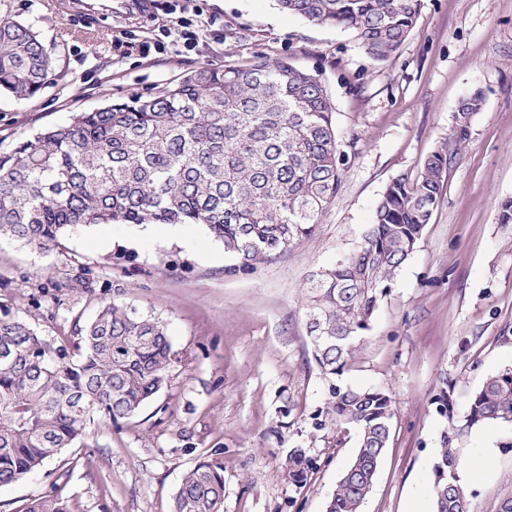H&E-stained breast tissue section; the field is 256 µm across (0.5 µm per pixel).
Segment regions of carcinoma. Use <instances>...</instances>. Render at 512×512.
Instances as JSON below:
<instances>
[{
    "mask_svg": "<svg viewBox=\"0 0 512 512\" xmlns=\"http://www.w3.org/2000/svg\"><path fill=\"white\" fill-rule=\"evenodd\" d=\"M422 0H279L313 24L354 30L382 62L408 37ZM52 59L32 26L0 19V91L35 96ZM484 97L459 103L452 138L468 137ZM450 144L415 175L395 177L373 223L349 256L317 272L305 315L312 357L333 379L355 357L357 340L397 270L415 249L442 196ZM343 155L331 99L317 76L285 59L246 67L202 66L161 91L118 100L41 130L0 154V235L48 250L65 232L92 224H201L242 265L288 251L311 236L335 199ZM71 343L49 342L5 311L0 314V484L41 468L101 416L116 423L139 412L166 383L176 352L166 324L115 303L75 325ZM327 418L353 430L357 450L326 512H362L393 417L383 390L331 384ZM512 425V368L486 379L465 419ZM459 449L443 435L433 467L434 512H471L459 483ZM310 459L288 452L285 473L301 484ZM224 472L200 461L183 476L171 512H223ZM26 512H70L51 493Z\"/></svg>",
    "mask_w": 512,
    "mask_h": 512,
    "instance_id": "obj_1",
    "label": "carcinoma"
}]
</instances>
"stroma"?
Returning a JSON list of instances; mask_svg holds the SVG:
<instances>
[{"label": "stroma", "mask_w": 512, "mask_h": 512, "mask_svg": "<svg viewBox=\"0 0 512 512\" xmlns=\"http://www.w3.org/2000/svg\"><path fill=\"white\" fill-rule=\"evenodd\" d=\"M104 0H0L33 26L54 75L32 98L0 95V153L46 126L118 98L158 92L202 66L288 58L315 75L346 156L335 200L311 237L241 266L195 224H95L42 251L0 238V307L35 332L70 341L116 302L162 318L175 359L161 390L128 419H96L71 448L0 485V512L57 492L71 512H170L183 474L224 469V512H325L357 448L355 434L315 429L329 396L304 316L313 273L353 253L393 178L416 174L452 133L459 101L479 89L440 201L395 275L337 384L393 397L391 436L362 512H407L432 480L442 431L470 455L484 439L493 468L467 484L473 512L512 500V428H464L472 395L512 364V0H423L400 49L375 62L351 29L312 24L276 0H195L206 19L193 49L143 55L163 40L171 5L111 10ZM448 391L447 412L436 399ZM313 469L289 482L291 448Z\"/></svg>", "instance_id": "35a3bbf8"}]
</instances>
